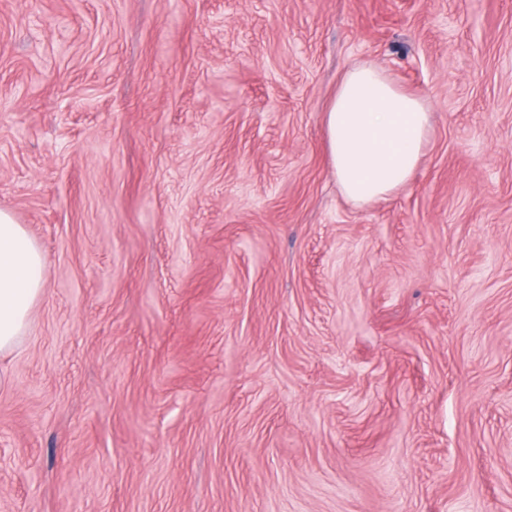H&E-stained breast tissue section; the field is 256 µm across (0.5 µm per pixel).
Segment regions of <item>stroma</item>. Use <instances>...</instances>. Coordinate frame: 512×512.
Segmentation results:
<instances>
[{"mask_svg":"<svg viewBox=\"0 0 512 512\" xmlns=\"http://www.w3.org/2000/svg\"><path fill=\"white\" fill-rule=\"evenodd\" d=\"M433 126L341 194L322 113ZM0 512H512V0H0ZM326 150L344 197L358 206L410 184L424 156L432 113L370 65H352L323 112ZM47 281L44 256L13 216L0 210V355L25 336Z\"/></svg>","mask_w":512,"mask_h":512,"instance_id":"stroma-1","label":"stroma"}]
</instances>
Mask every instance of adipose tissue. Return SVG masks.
I'll return each instance as SVG.
<instances>
[{"instance_id":"obj_1","label":"adipose tissue","mask_w":512,"mask_h":512,"mask_svg":"<svg viewBox=\"0 0 512 512\" xmlns=\"http://www.w3.org/2000/svg\"><path fill=\"white\" fill-rule=\"evenodd\" d=\"M326 150L344 197L358 206L410 184L424 156L432 114L380 69L353 65L323 112ZM47 281L44 256L13 216L0 210V355L25 336Z\"/></svg>"}]
</instances>
